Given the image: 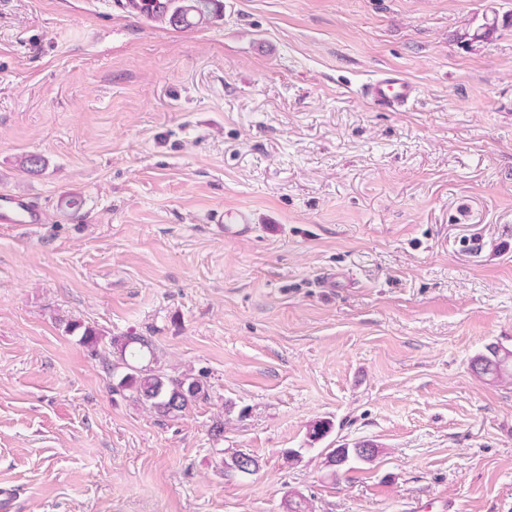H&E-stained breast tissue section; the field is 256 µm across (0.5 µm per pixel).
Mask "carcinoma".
<instances>
[{
    "label": "carcinoma",
    "mask_w": 512,
    "mask_h": 512,
    "mask_svg": "<svg viewBox=\"0 0 512 512\" xmlns=\"http://www.w3.org/2000/svg\"><path fill=\"white\" fill-rule=\"evenodd\" d=\"M219 13V0H188L177 7L169 17L173 25L189 26L193 15L203 21L216 17ZM81 331L80 343L89 349L92 355L102 357L107 367L123 371L118 373L116 388L130 392L137 402L155 411L163 417H176L189 406L209 399V388L201 379L185 373L169 375L155 367V352L151 339L146 336L127 335L114 338L111 348L117 351L119 364H114L107 351L100 348V338L91 327L71 321L67 331L71 334ZM472 368L480 376L501 378L512 374V350L494 346L488 353L480 354L472 360ZM378 449L370 442H359L352 447L334 448L326 454L325 466L330 476L337 478L348 463L352 461L370 462Z\"/></svg>",
    "instance_id": "1"
}]
</instances>
